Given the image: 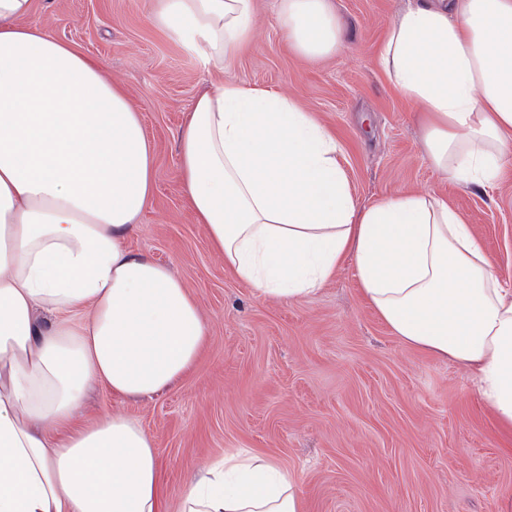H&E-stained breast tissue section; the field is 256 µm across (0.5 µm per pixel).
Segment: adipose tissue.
Listing matches in <instances>:
<instances>
[{"mask_svg": "<svg viewBox=\"0 0 512 512\" xmlns=\"http://www.w3.org/2000/svg\"><path fill=\"white\" fill-rule=\"evenodd\" d=\"M202 69L253 35L254 0H147ZM0 0V512H166L155 443L134 420L78 424L85 389L158 393L207 339L183 281L125 245L154 188L142 116L101 63ZM290 46L338 53L332 0H278ZM381 63L420 115L433 167L462 186L512 161V0H409ZM335 139L294 100L235 81L192 103L182 187L225 267L264 298L315 293L353 259L360 291L404 344L462 364L512 429V289L439 196L362 207ZM178 512H303L270 457L225 453Z\"/></svg>", "mask_w": 512, "mask_h": 512, "instance_id": "adipose-tissue-1", "label": "adipose tissue"}]
</instances>
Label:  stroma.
<instances>
[{"instance_id": "1", "label": "stroma", "mask_w": 512, "mask_h": 512, "mask_svg": "<svg viewBox=\"0 0 512 512\" xmlns=\"http://www.w3.org/2000/svg\"><path fill=\"white\" fill-rule=\"evenodd\" d=\"M277 0H256L253 41L208 73L151 19L146 0H33L30 25L104 64L142 114L155 188L129 249L167 265L208 327L194 366L151 397L92 386L79 417L137 420L154 438L170 503L228 450L288 470L304 512H512V436L461 365L403 344L365 301L352 260L312 297L258 296L224 266L195 221L178 168L193 99L228 79L295 100L335 137L357 202L443 197L512 288V164L493 184L458 187L428 160L418 115L394 92L378 47L405 0H333L336 56L295 54Z\"/></svg>"}]
</instances>
